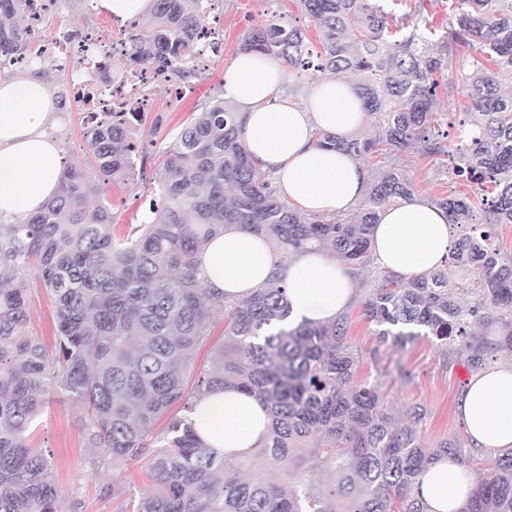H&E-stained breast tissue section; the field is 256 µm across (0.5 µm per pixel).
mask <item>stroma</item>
<instances>
[{"mask_svg":"<svg viewBox=\"0 0 512 512\" xmlns=\"http://www.w3.org/2000/svg\"><path fill=\"white\" fill-rule=\"evenodd\" d=\"M216 7L224 21V50L189 80L183 95L174 97L163 90L156 93L153 111L162 116L163 129L143 137L148 150L146 170H154L162 163L170 142L191 111L203 101L223 96L224 70L238 55L247 33L271 21L263 0H217ZM361 164L367 169L393 165L404 170L414 183L415 194L430 200L471 193L467 183L455 177L453 161L446 156L433 159L402 152L388 158L373 154L362 157ZM157 197L156 181L138 175L125 187L108 190L114 220L123 227L140 223L150 201ZM25 286L29 330L45 344H53V304L36 278H29ZM348 312L351 340L365 355L364 374L383 375L394 405L419 412L417 428L424 443L431 445L444 438L464 443L456 402L471 374L463 360L455 351L442 349L424 337L402 350L378 345L374 325L362 317L361 302H354ZM31 440L34 446L49 451L55 485L62 497L80 499L79 512H119L129 498L138 497L148 484L144 462H128L123 494L113 497L115 476L112 470L94 468L95 451L84 438L82 414L62 394L50 397L32 427Z\"/></svg>","mask_w":512,"mask_h":512,"instance_id":"obj_1","label":"stroma"}]
</instances>
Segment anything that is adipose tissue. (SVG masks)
Returning <instances> with one entry per match:
<instances>
[{
    "label": "adipose tissue",
    "mask_w": 512,
    "mask_h": 512,
    "mask_svg": "<svg viewBox=\"0 0 512 512\" xmlns=\"http://www.w3.org/2000/svg\"><path fill=\"white\" fill-rule=\"evenodd\" d=\"M285 82L281 68L253 51L238 54L225 69L224 94L240 114L249 152L300 213L354 211L364 195L366 170L342 151L317 147L314 133L348 138L364 124L357 83L338 77L314 82L304 104L295 106L284 96ZM55 122L54 100L38 74L0 80L1 220L22 222L56 195L69 159L51 132ZM371 237L374 265L405 278L440 268L456 242L447 212L418 195L381 208ZM198 267L209 285L230 299L280 277L288 286L294 324L334 320L355 295L354 278L324 249L282 261L264 237L235 227L211 240ZM456 412L470 447L512 449V362L478 371ZM191 422L207 447L228 454L260 447L268 417L254 397L229 388L198 402ZM472 487L470 472L443 457L420 477L415 493L428 512H459Z\"/></svg>",
    "instance_id": "obj_1"
}]
</instances>
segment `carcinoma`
<instances>
[{
  "label": "carcinoma",
  "mask_w": 512,
  "mask_h": 512,
  "mask_svg": "<svg viewBox=\"0 0 512 512\" xmlns=\"http://www.w3.org/2000/svg\"><path fill=\"white\" fill-rule=\"evenodd\" d=\"M23 0H0V51L23 53L28 41L14 21ZM265 0L272 22L252 31L242 49L288 70L336 77L362 75L360 94L375 139L337 140L321 131L318 146L358 158L385 151L455 157V176L471 182L468 199L443 197L460 228L455 267L480 266L478 285L448 280L447 268L404 280L376 275L362 315L382 343L402 349L422 336L453 345L467 368H484L499 349L512 351V257L493 246L512 224V0H448L456 27L430 39L425 0H414L412 29H391L386 0H300L321 33L320 49ZM204 0H154L149 29L131 35L146 61L189 55L204 20ZM478 52L466 95L480 119L460 121L465 145L445 146L434 102L454 89L449 73ZM146 112H106L86 141L101 183L80 164L67 168L57 195L23 224H0V512H71L54 484L47 455L29 429L53 392L83 412L87 444L120 471L146 461L152 485L131 512H426L414 493L424 469L450 456L471 458L443 439L426 446L393 407L385 383L361 376L364 364L348 337L350 316L314 325L288 324L287 287L280 279L239 300L208 286L197 257L210 237L229 226L261 234L273 252L327 247L357 274L369 263L377 208L414 194L401 169L367 170L358 219L307 218L263 176L241 137L238 112L224 99L199 104L170 143L159 174L160 200L141 224L121 235L112 223L106 187L135 172L142 131L162 120ZM480 212L483 221L476 220ZM36 273L55 304V344L29 334V303L21 284ZM224 315V338L212 366L196 353ZM496 317L501 340L491 345L472 326ZM241 389L268 408L259 448L227 457L196 436L189 414L216 389ZM166 420L157 429L160 420ZM274 469L287 484L269 482ZM335 475L326 482L324 476ZM461 512H512V450L487 462Z\"/></svg>",
  "instance_id": "carcinoma-1"
}]
</instances>
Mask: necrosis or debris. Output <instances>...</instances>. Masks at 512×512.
I'll list each match as a JSON object with an SVG mask.
<instances>
[{
	"instance_id": "4bbe7bcc",
	"label": "necrosis or debris",
	"mask_w": 512,
	"mask_h": 512,
	"mask_svg": "<svg viewBox=\"0 0 512 512\" xmlns=\"http://www.w3.org/2000/svg\"><path fill=\"white\" fill-rule=\"evenodd\" d=\"M57 0H25L23 31L30 43L25 54L7 55L0 64L26 69L49 64L62 73L61 114L84 113L93 118L103 112H148L158 89L178 95L184 88L174 74L206 66L223 44L221 19L207 11L195 31L192 55L172 59L167 66L134 60L125 40L107 35L100 26L78 28L49 36L45 28Z\"/></svg>"
}]
</instances>
